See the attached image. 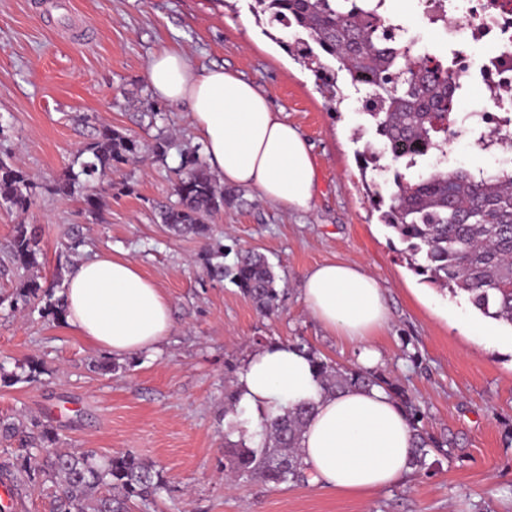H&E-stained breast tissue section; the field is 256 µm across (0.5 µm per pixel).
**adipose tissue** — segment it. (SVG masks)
Here are the masks:
<instances>
[{"label": "adipose tissue", "mask_w": 512, "mask_h": 512, "mask_svg": "<svg viewBox=\"0 0 512 512\" xmlns=\"http://www.w3.org/2000/svg\"><path fill=\"white\" fill-rule=\"evenodd\" d=\"M147 81L155 98L188 112L219 183L256 189L293 213L311 210L312 146L251 82L221 66L195 67L179 45L153 54ZM301 295L314 321L358 348L364 367L376 363L370 341L390 322L377 279L353 263L323 262L305 274ZM65 301L71 330L110 356L157 353L172 330L168 297L126 257L104 252L77 262ZM237 393L255 421L288 405L314 403L297 452L322 488L362 494L412 472L413 430L404 409L379 386L323 394L309 357L295 345L276 342L251 354Z\"/></svg>", "instance_id": "obj_1"}]
</instances>
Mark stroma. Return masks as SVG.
I'll return each instance as SVG.
<instances>
[{
	"label": "stroma",
	"instance_id": "stroma-1",
	"mask_svg": "<svg viewBox=\"0 0 512 512\" xmlns=\"http://www.w3.org/2000/svg\"><path fill=\"white\" fill-rule=\"evenodd\" d=\"M251 0H0V159L38 185L24 210L0 207V266L18 224L42 228L44 279L71 269L66 243L122 252L163 289L173 328L160 351L132 356L116 372L92 370L104 354L66 322L6 303L23 272L0 274V362L33 357L38 382L0 386V416L50 417L64 447L110 457L133 452L155 464L169 491L132 512H512V329L483 336L485 319L466 296L423 283L402 243L368 201L356 153L362 142L357 95L329 108L312 73L266 32ZM185 47L193 65H221L251 81L313 146L317 194L305 214L288 213L251 188L215 215L212 235L175 234L155 206L174 201L179 153L197 141L187 112L158 101L146 69L162 44ZM158 119H150V112ZM108 126L141 142L138 162L113 171L95 211L81 194L51 184L78 150ZM171 139L152 153L158 133ZM224 264L240 250L264 255L282 291L272 315L259 313L230 281L204 273L208 252ZM346 261L385 290L391 324L374 347L375 367L419 408L421 427L448 441L426 469L361 495L315 484L276 488L224 482V443H253L256 429L231 423L224 393L245 358L272 342L312 346L322 359L359 366V353L307 314L306 272Z\"/></svg>",
	"mask_w": 512,
	"mask_h": 512
}]
</instances>
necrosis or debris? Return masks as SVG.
Returning a JSON list of instances; mask_svg holds the SVG:
<instances>
[{
    "label": "necrosis or debris",
    "mask_w": 512,
    "mask_h": 512,
    "mask_svg": "<svg viewBox=\"0 0 512 512\" xmlns=\"http://www.w3.org/2000/svg\"><path fill=\"white\" fill-rule=\"evenodd\" d=\"M422 2L418 19L447 43L454 81L484 93L482 127H512V0Z\"/></svg>",
    "instance_id": "4bbe7bcc"
}]
</instances>
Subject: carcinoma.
<instances>
[{"label": "carcinoma", "mask_w": 512, "mask_h": 512, "mask_svg": "<svg viewBox=\"0 0 512 512\" xmlns=\"http://www.w3.org/2000/svg\"><path fill=\"white\" fill-rule=\"evenodd\" d=\"M387 0H252V11L271 28L290 35L288 48L311 71L328 101H338V78L364 91L362 115L373 139L360 153L363 169L383 172L380 160L390 157L416 175L395 171V190L384 202L372 193L380 220L406 244L409 267L424 281L452 294H467L484 317L512 327V161L494 170L476 172L448 168V141L470 139L485 150L512 145V131L476 128L478 113L457 112L460 95L445 65L428 66L429 49L419 40H404L386 15ZM143 145L110 127L78 151L79 171L54 181L51 190L71 195L81 186L88 209L96 207L100 190L112 189V170L139 157ZM174 195L177 201L159 209L161 223L174 232L207 237L209 220L224 209L226 197L201 157L199 149L181 151ZM35 184L23 171L0 160V205L24 209ZM44 257L35 227L18 224L8 244V261L30 273L12 294L9 306L38 310L40 316L62 320L65 296L55 295L62 272L45 286L37 272ZM212 279H230L269 314L280 290L267 259L252 250L239 253L230 267L205 261ZM324 392L347 388H386L405 408L414 431L412 465L421 470L427 457L444 444L427 435L419 423L420 410L405 391L383 376L360 368L332 365L308 351ZM45 373L39 360H18L9 371L0 364V384L32 382ZM313 408L289 405L282 413L261 418L259 441L250 447L227 441L224 471L238 480H259L266 486L301 484L308 480L296 454L303 428ZM19 438L24 455L4 464L15 479L52 490L54 512H130L133 502L146 501L165 488L159 472L131 452L99 457L91 451L61 449L51 421L32 418L14 422L0 418V438Z\"/></svg>", "instance_id": "obj_1"}]
</instances>
